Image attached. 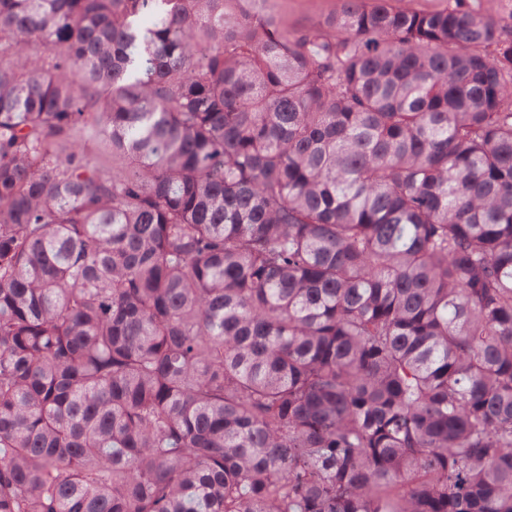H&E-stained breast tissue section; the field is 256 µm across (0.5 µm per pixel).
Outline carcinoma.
<instances>
[{"mask_svg": "<svg viewBox=\"0 0 512 512\" xmlns=\"http://www.w3.org/2000/svg\"><path fill=\"white\" fill-rule=\"evenodd\" d=\"M0 512H512V25L0 0Z\"/></svg>", "mask_w": 512, "mask_h": 512, "instance_id": "obj_1", "label": "carcinoma"}]
</instances>
